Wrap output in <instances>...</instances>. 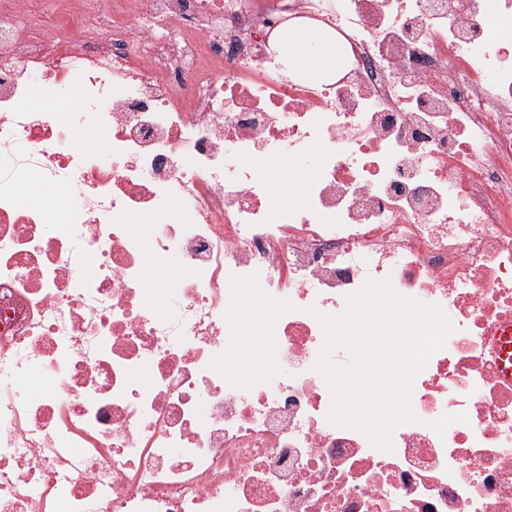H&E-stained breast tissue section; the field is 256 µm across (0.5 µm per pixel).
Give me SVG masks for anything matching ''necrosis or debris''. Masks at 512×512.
<instances>
[{"instance_id":"1","label":"necrosis or debris","mask_w":512,"mask_h":512,"mask_svg":"<svg viewBox=\"0 0 512 512\" xmlns=\"http://www.w3.org/2000/svg\"><path fill=\"white\" fill-rule=\"evenodd\" d=\"M289 22L346 70L286 78ZM311 156L270 194L263 162ZM47 184L66 222L22 191ZM369 279L455 326L390 452L313 369L318 314ZM503 327L512 0H0V512H512Z\"/></svg>"}]
</instances>
